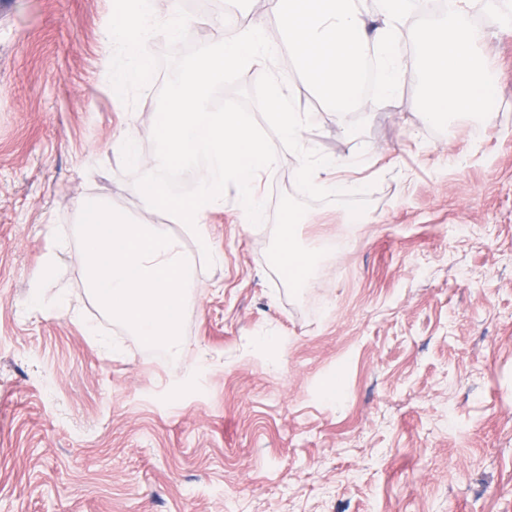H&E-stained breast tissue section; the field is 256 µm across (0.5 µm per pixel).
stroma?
<instances>
[{
	"label": "stroma",
	"instance_id": "stroma-1",
	"mask_svg": "<svg viewBox=\"0 0 512 512\" xmlns=\"http://www.w3.org/2000/svg\"><path fill=\"white\" fill-rule=\"evenodd\" d=\"M191 44L223 37L228 0H182ZM112 0H0V512H512V38L493 125L434 132L414 66L392 102L325 111L290 59L277 71L305 138L377 154L369 220L291 296L267 260L272 224L234 197L197 260L182 359L147 348L87 294L78 246L54 290L119 344L115 360L64 315L24 311L39 254L77 199L142 221L135 176L156 161L159 69L134 106L112 96L100 33ZM140 133L126 173L120 115ZM268 213L297 196L278 148Z\"/></svg>",
	"mask_w": 512,
	"mask_h": 512
}]
</instances>
